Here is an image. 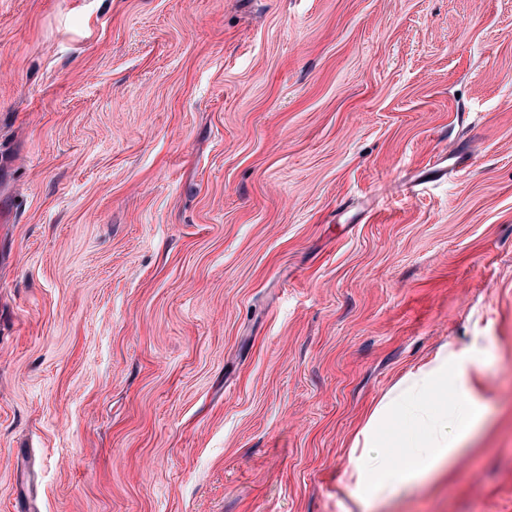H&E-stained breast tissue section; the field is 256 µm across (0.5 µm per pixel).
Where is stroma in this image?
I'll return each mask as SVG.
<instances>
[{
    "label": "stroma",
    "mask_w": 512,
    "mask_h": 512,
    "mask_svg": "<svg viewBox=\"0 0 512 512\" xmlns=\"http://www.w3.org/2000/svg\"><path fill=\"white\" fill-rule=\"evenodd\" d=\"M444 349L371 512H512V0H0V512H348ZM448 353L420 368L418 379L401 392L381 401L369 414L349 448L350 495L356 510L393 496L423 476L437 474L464 449L463 443L484 421V407L464 373L453 371ZM448 367V392L435 405L426 389ZM404 412L411 420L406 438L384 443L374 439L373 429L381 420ZM448 427L447 429H445Z\"/></svg>",
    "instance_id": "stroma-1"
}]
</instances>
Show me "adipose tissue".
<instances>
[{"mask_svg": "<svg viewBox=\"0 0 512 512\" xmlns=\"http://www.w3.org/2000/svg\"><path fill=\"white\" fill-rule=\"evenodd\" d=\"M451 362L450 355L438 356L419 369L412 385L381 401L369 414L349 450L350 495L357 512H367L372 503L439 473L483 423L484 407L464 374L452 373L445 398L432 402L427 386ZM400 411L411 421L406 438L379 443L374 427Z\"/></svg>", "mask_w": 512, "mask_h": 512, "instance_id": "ef3b65f1", "label": "adipose tissue"}]
</instances>
